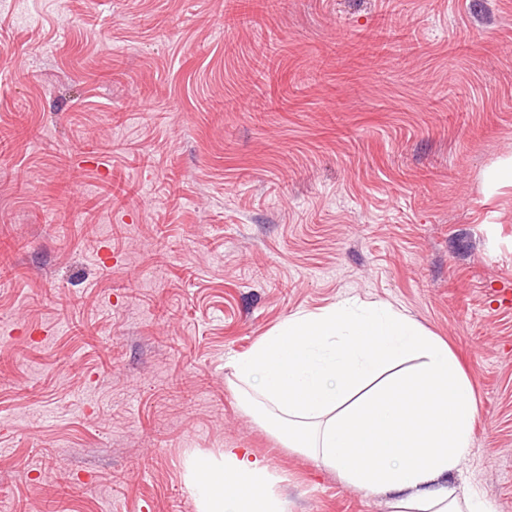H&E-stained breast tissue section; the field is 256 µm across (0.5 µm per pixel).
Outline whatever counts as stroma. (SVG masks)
Returning a JSON list of instances; mask_svg holds the SVG:
<instances>
[{
  "instance_id": "obj_1",
  "label": "stroma",
  "mask_w": 512,
  "mask_h": 512,
  "mask_svg": "<svg viewBox=\"0 0 512 512\" xmlns=\"http://www.w3.org/2000/svg\"><path fill=\"white\" fill-rule=\"evenodd\" d=\"M392 3L418 49L372 50ZM509 157L512 0L244 26L224 0H0V512H197L187 459L228 448L287 512H389L241 410L228 366L345 298L447 342L479 408L448 481L512 512ZM283 62L281 48L270 42L256 59V73L263 79L267 73L277 70Z\"/></svg>"
}]
</instances>
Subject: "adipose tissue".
Returning <instances> with one entry per match:
<instances>
[{"mask_svg":"<svg viewBox=\"0 0 512 512\" xmlns=\"http://www.w3.org/2000/svg\"><path fill=\"white\" fill-rule=\"evenodd\" d=\"M228 365L247 413L348 488L385 495L390 512H493L448 482L472 446V383L405 312L350 299L299 311ZM188 477L198 512H285L266 464L247 452L190 458Z\"/></svg>","mask_w":512,"mask_h":512,"instance_id":"1","label":"adipose tissue"}]
</instances>
